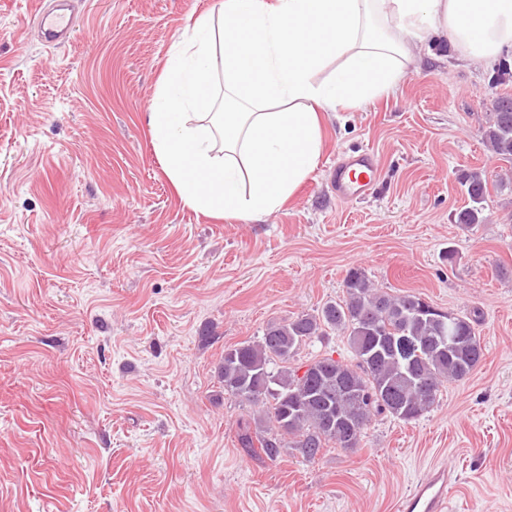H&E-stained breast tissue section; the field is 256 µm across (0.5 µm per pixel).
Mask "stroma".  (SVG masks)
<instances>
[{"label": "stroma", "mask_w": 512, "mask_h": 512, "mask_svg": "<svg viewBox=\"0 0 512 512\" xmlns=\"http://www.w3.org/2000/svg\"><path fill=\"white\" fill-rule=\"evenodd\" d=\"M218 0H83L53 47L30 0H0V512H397L432 466L452 512H512V184L461 229L467 169L497 175L492 96L512 49L416 43L396 90L323 118L309 180L259 222L184 206L145 122L175 45ZM373 149L375 192L336 198L338 155ZM382 291L476 317L485 356L405 423L307 463L236 446L255 408L224 393L226 348ZM208 340H201V332Z\"/></svg>", "instance_id": "obj_1"}]
</instances>
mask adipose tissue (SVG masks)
I'll return each mask as SVG.
<instances>
[{
  "instance_id": "adipose-tissue-1",
  "label": "adipose tissue",
  "mask_w": 512,
  "mask_h": 512,
  "mask_svg": "<svg viewBox=\"0 0 512 512\" xmlns=\"http://www.w3.org/2000/svg\"><path fill=\"white\" fill-rule=\"evenodd\" d=\"M440 34L497 56L512 48V0H221L179 42L145 116L163 169L196 212L261 220L317 168L322 114L395 88L410 40Z\"/></svg>"
}]
</instances>
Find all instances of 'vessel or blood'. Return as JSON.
<instances>
[{"label":"vessel or blood","instance_id":"vessel-or-blood-1","mask_svg":"<svg viewBox=\"0 0 512 512\" xmlns=\"http://www.w3.org/2000/svg\"><path fill=\"white\" fill-rule=\"evenodd\" d=\"M67 0H31V15L36 19L43 40L52 46L70 42L72 30L64 10ZM378 174V158L364 149L338 157L330 171V187L337 199L352 202L373 193ZM456 485L454 474L444 466L433 467L428 476L400 501L398 512H450V491Z\"/></svg>","mask_w":512,"mask_h":512}]
</instances>
